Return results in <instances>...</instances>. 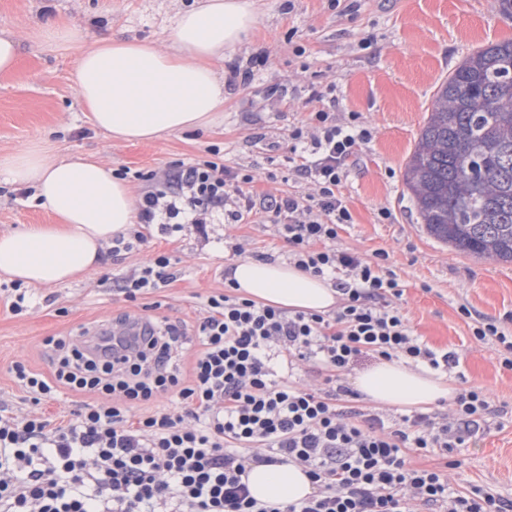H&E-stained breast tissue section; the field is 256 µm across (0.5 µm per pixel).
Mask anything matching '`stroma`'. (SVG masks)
I'll return each instance as SVG.
<instances>
[{
    "label": "stroma",
    "instance_id": "stroma-1",
    "mask_svg": "<svg viewBox=\"0 0 512 512\" xmlns=\"http://www.w3.org/2000/svg\"><path fill=\"white\" fill-rule=\"evenodd\" d=\"M194 0H0V32L23 35L17 70L0 75V158L33 144L64 156H89L126 168L140 194L137 173L208 159L219 147L224 161L252 174L247 192L257 196L308 195L314 187L287 162L288 130L318 111L311 91L336 95V116L358 113L373 132L349 161L342 192L352 222L337 245L362 253L384 249L405 290L403 312L415 333L438 350L458 352L468 385L488 391L496 410L489 432L454 449L459 465L445 469L433 452L422 465L445 469L452 485L480 487L512 499V370L499 365L492 346L477 342L459 306L496 320L512 334V263L459 254L430 238L418 222L402 181L404 164L431 109L436 88L464 57L512 39V18L499 0H253L257 25L228 52L218 70L224 78V123L143 143L111 139L81 108L77 67L102 36L134 38L167 47L176 12ZM76 30L66 43L29 38V31L57 22ZM252 69L250 85L242 74ZM20 186L0 179V233L53 217ZM388 218H381V211ZM208 238L183 230L156 236L139 251L119 257L103 252L90 278L34 288L27 312L9 310L10 278L0 275V409L36 411L53 421L89 404L88 395L65 391L33 404L14 382L13 364L46 368L42 342L119 313L179 322L195 329L207 296L222 293L233 264L230 243L245 257L287 260L288 245L275 226L252 217L242 224L215 223ZM164 253L173 274L166 285L129 300L103 278L120 277Z\"/></svg>",
    "mask_w": 512,
    "mask_h": 512
}]
</instances>
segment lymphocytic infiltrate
<instances>
[{
  "instance_id": "f902f5d3",
  "label": "lymphocytic infiltrate",
  "mask_w": 512,
  "mask_h": 512,
  "mask_svg": "<svg viewBox=\"0 0 512 512\" xmlns=\"http://www.w3.org/2000/svg\"><path fill=\"white\" fill-rule=\"evenodd\" d=\"M314 132L293 128L290 162L316 188L296 195H246L252 175L223 159L143 174L139 225L112 240L113 253L185 225L203 230L208 214L239 224L258 215L277 226L294 264L340 294L334 315L257 304L233 289L208 296L196 336L182 325L121 314L102 326L50 336V373L14 364L33 402L61 390L93 404L67 423L0 413V512H512V500L488 490L449 486L440 471L411 461L464 447L495 414L482 389L459 390L447 412L384 414L354 407L347 377L366 360H401L454 374L455 352L415 336L399 311L404 290L387 251L372 258L338 249L352 215L340 191L348 161L372 132L336 105L311 113ZM168 255L118 280L127 297L165 283ZM469 319L477 342L512 369V336L496 321ZM92 336V335H91ZM313 366L323 385L297 380ZM292 462L315 487L298 503L259 502L245 482L252 466Z\"/></svg>"
}]
</instances>
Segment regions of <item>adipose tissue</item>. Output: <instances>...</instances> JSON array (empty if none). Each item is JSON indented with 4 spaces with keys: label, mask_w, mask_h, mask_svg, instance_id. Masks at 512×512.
Instances as JSON below:
<instances>
[{
    "label": "adipose tissue",
    "mask_w": 512,
    "mask_h": 512,
    "mask_svg": "<svg viewBox=\"0 0 512 512\" xmlns=\"http://www.w3.org/2000/svg\"><path fill=\"white\" fill-rule=\"evenodd\" d=\"M256 21L250 0H198L177 12L168 48L102 38L80 59L78 100L97 128L127 142L223 123L224 82L213 64ZM0 171L32 187L55 218L0 234V273L26 285L85 278L98 269L110 240L136 220L129 185L101 161L62 158L34 145L0 159ZM231 277L241 294L274 307L324 313L340 300L327 281L286 262L244 258L235 262ZM355 387L379 408L424 409L455 393L445 376L397 360L360 372ZM248 486L261 502H297L312 492L304 471L288 463L253 466Z\"/></svg>",
    "instance_id": "1"
}]
</instances>
